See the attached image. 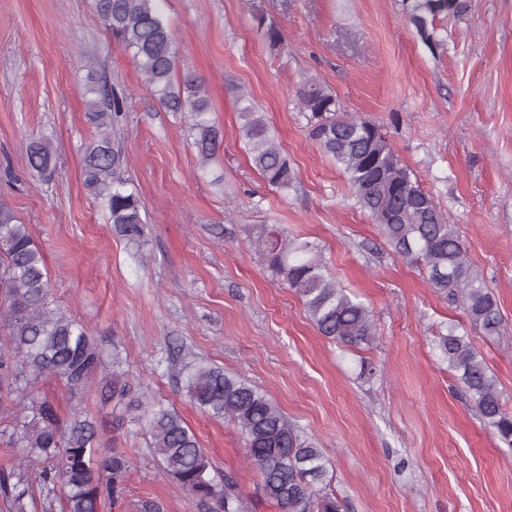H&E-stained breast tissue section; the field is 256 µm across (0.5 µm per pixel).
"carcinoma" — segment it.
<instances>
[{"label": "carcinoma", "mask_w": 512, "mask_h": 512, "mask_svg": "<svg viewBox=\"0 0 512 512\" xmlns=\"http://www.w3.org/2000/svg\"><path fill=\"white\" fill-rule=\"evenodd\" d=\"M160 0H95L96 11L114 42L135 63L159 102L172 112L189 114L193 145L200 169L215 158L223 137L210 118L204 82L191 75L175 84L176 55ZM407 19L432 38L428 26L436 17L458 16L468 0H402ZM310 112V137L348 176L355 197L379 224L388 245L399 255L421 262L432 287L461 301L470 323L485 337L502 331V316L493 293L470 265L456 227L447 222L434 198L412 178L394 152L381 126L338 113L336 98L313 81L300 91ZM240 134L255 167L266 182L288 190L296 173L271 131L264 113L245 94L239 95ZM86 117L97 135L83 145L84 186L109 211L115 232L135 248L141 247L143 224L137 194L116 177L121 155L112 140L123 99L95 70L87 74ZM27 167L42 177L56 171L50 139L33 138L25 149ZM255 245L269 268L301 297L319 333L360 348L373 340L371 311L359 297L340 287L327 273L318 247L290 238L277 226L263 228ZM49 273L29 227L17 223L0 204V330L12 345L13 359L0 355V390L12 404L0 402V423L13 426L9 442L20 449L15 464L0 475V494L14 512H27L32 497V473L46 494L62 491L67 512H98L100 501L122 493L129 462L114 448L104 453L97 431L88 419L61 422L52 400L35 395L40 377L61 382L72 396L86 389L98 371L111 372L112 398L123 400L132 386L120 370L118 354L107 358L87 328L50 299ZM438 347L456 373L464 395L486 426L512 447V415L503 408L498 381L469 337L448 334ZM179 375L190 402L213 418L228 420L239 430L246 456L257 470L265 499L281 512H342L338 499L327 492L323 450L299 438L296 426L259 388L223 368L183 354ZM127 407L133 421L149 435V447L164 473L205 512H244L232 476L214 474L212 462L182 416L160 401L137 396Z\"/></svg>", "instance_id": "cac0c4a2"}]
</instances>
